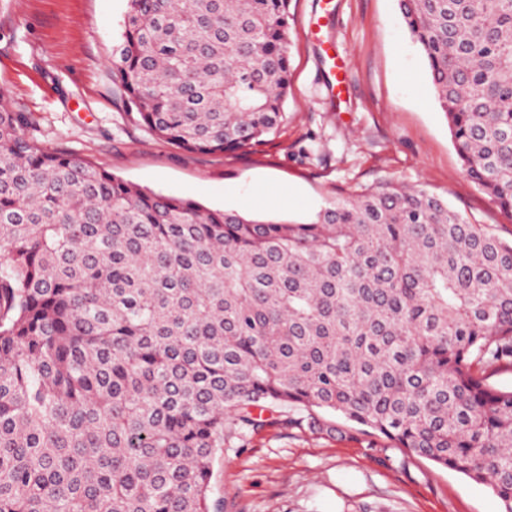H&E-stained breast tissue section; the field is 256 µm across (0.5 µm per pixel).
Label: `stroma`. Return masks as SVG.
Instances as JSON below:
<instances>
[{"mask_svg": "<svg viewBox=\"0 0 512 512\" xmlns=\"http://www.w3.org/2000/svg\"><path fill=\"white\" fill-rule=\"evenodd\" d=\"M125 10L126 0H0V107L30 113L29 134L47 147L209 208L304 220L394 182L512 239V216L462 169L397 0H290L288 121L245 155L187 152L128 118L112 88ZM327 44L348 67L339 97ZM209 498L223 512H502L487 484L377 436L271 422L217 453Z\"/></svg>", "mask_w": 512, "mask_h": 512, "instance_id": "1", "label": "stroma"}]
</instances>
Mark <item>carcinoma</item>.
I'll list each match as a JSON object with an SVG mask.
<instances>
[{"instance_id":"cac0c4a2","label":"carcinoma","mask_w":512,"mask_h":512,"mask_svg":"<svg viewBox=\"0 0 512 512\" xmlns=\"http://www.w3.org/2000/svg\"><path fill=\"white\" fill-rule=\"evenodd\" d=\"M468 177L512 215V0H398ZM289 0H126L112 84L151 136L288 120ZM0 111V512H211L216 453L340 415L512 512V242L422 188L305 222L208 209Z\"/></svg>"}]
</instances>
